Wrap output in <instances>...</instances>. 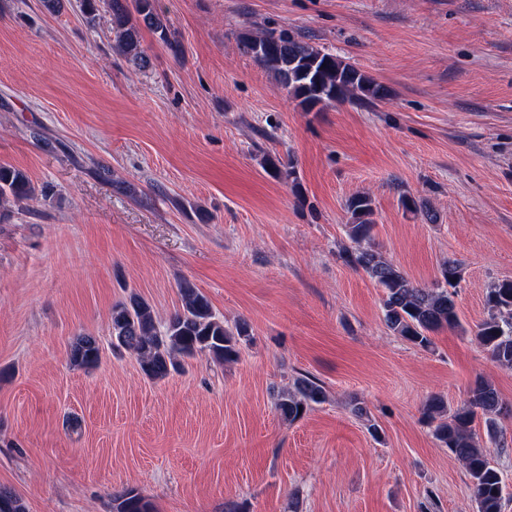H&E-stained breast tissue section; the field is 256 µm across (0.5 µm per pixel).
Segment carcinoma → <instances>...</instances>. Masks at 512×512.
<instances>
[{"label":"carcinoma","mask_w":512,"mask_h":512,"mask_svg":"<svg viewBox=\"0 0 512 512\" xmlns=\"http://www.w3.org/2000/svg\"><path fill=\"white\" fill-rule=\"evenodd\" d=\"M107 7L112 16L113 48L138 69L145 70L150 65L141 44V29L150 30L171 48L176 46L166 20L156 11L154 0H107ZM238 47L273 75L307 112L345 102L375 103L388 96L384 85L353 64L284 31L244 32L239 36ZM263 167L274 177L291 183L295 193L302 195L293 165L284 166L267 155ZM34 196L35 190L24 172L0 165V200L20 203ZM346 207L350 214L347 235L353 246L343 248L340 258L382 288L383 320L389 332L416 347L428 349L433 344V333L442 329L458 330L472 336L497 366L512 370V279L500 280L489 288L487 318L467 329L458 315L455 300L461 281L460 263L455 259L444 261L432 287L422 286L375 249L372 197L355 195ZM179 294L181 307L162 326L152 306L134 293L112 306V350L133 355L143 375L152 381L180 371L184 360L198 355L218 364L235 362L241 346L250 339L247 322L239 321L232 328L224 325V320L213 313L207 296L190 282L184 280L179 284ZM68 361L81 369L98 366L101 347L96 337L87 333L76 336L69 347ZM325 400L323 386L302 376L295 379L292 388L277 396L275 408L283 420L291 423ZM350 410L366 422L372 435L379 436L378 425L362 402L352 401ZM424 413L434 423L435 439L465 469L478 512H501L502 476L490 465L487 445L479 443L472 431L475 418L480 416L489 443L497 448L508 447L499 420L512 410L503 403L494 384L487 380L476 382L456 408L434 395L425 404ZM113 501L115 512H153L146 497L133 489L115 493ZM0 512H26V507L11 489L0 487Z\"/></svg>","instance_id":"carcinoma-1"}]
</instances>
